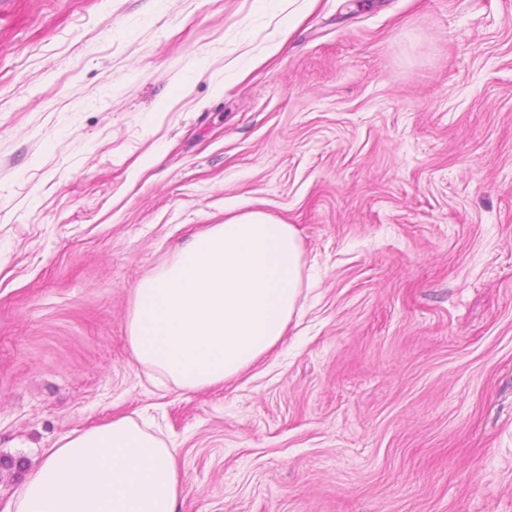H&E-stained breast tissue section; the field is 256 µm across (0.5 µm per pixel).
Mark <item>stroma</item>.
<instances>
[{"instance_id":"obj_1","label":"stroma","mask_w":512,"mask_h":512,"mask_svg":"<svg viewBox=\"0 0 512 512\" xmlns=\"http://www.w3.org/2000/svg\"><path fill=\"white\" fill-rule=\"evenodd\" d=\"M287 16L0 0V508L140 415L180 512H512V0H318L265 58ZM232 208L317 285L239 377L157 385L131 290Z\"/></svg>"}]
</instances>
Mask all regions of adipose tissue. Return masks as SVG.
<instances>
[{
	"instance_id": "ef3b65f1",
	"label": "adipose tissue",
	"mask_w": 512,
	"mask_h": 512,
	"mask_svg": "<svg viewBox=\"0 0 512 512\" xmlns=\"http://www.w3.org/2000/svg\"><path fill=\"white\" fill-rule=\"evenodd\" d=\"M303 253L294 225L260 210L195 231L132 290L135 364L186 393L235 379L300 315ZM184 493L175 449L117 416L57 441L4 512H178Z\"/></svg>"
}]
</instances>
